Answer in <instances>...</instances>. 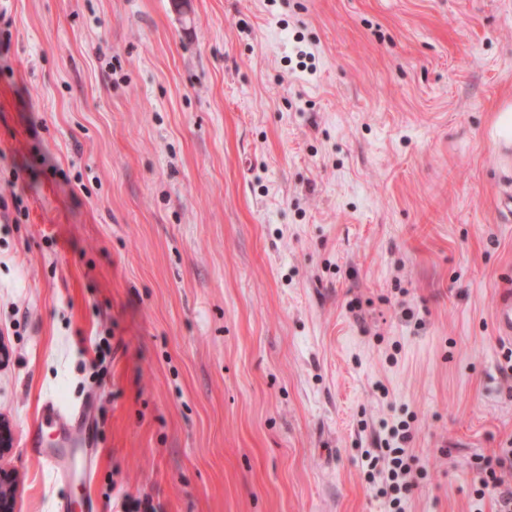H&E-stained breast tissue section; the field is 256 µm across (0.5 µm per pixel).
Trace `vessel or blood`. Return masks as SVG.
<instances>
[{"instance_id": "1", "label": "vessel or blood", "mask_w": 512, "mask_h": 512, "mask_svg": "<svg viewBox=\"0 0 512 512\" xmlns=\"http://www.w3.org/2000/svg\"><path fill=\"white\" fill-rule=\"evenodd\" d=\"M496 332L504 340L512 341V296L501 299L496 311ZM90 414L89 408L78 413L63 412L53 400H45L39 423L31 440L32 452L37 461L56 477L86 483L93 467L88 452L90 445L82 425ZM53 435V443H46V435Z\"/></svg>"}]
</instances>
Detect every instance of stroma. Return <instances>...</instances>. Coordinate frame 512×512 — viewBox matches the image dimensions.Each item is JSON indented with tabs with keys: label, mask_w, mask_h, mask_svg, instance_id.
<instances>
[{
	"label": "stroma",
	"mask_w": 512,
	"mask_h": 512,
	"mask_svg": "<svg viewBox=\"0 0 512 512\" xmlns=\"http://www.w3.org/2000/svg\"><path fill=\"white\" fill-rule=\"evenodd\" d=\"M512 0H0V416L91 403L97 512H495ZM110 346L104 362L96 350ZM385 444L387 446V448H383L385 449L383 459L387 466L386 475L383 476L385 487L379 489L382 498H388V490L400 491V481L404 480L411 472L406 448L401 446L392 448L389 439H386ZM496 468L512 469V448H504L501 454L494 459L488 458L485 461V468L483 469V477L480 480V485L487 488L491 483L494 488H499L502 485L501 480L497 476Z\"/></svg>",
	"instance_id": "stroma-1"
}]
</instances>
